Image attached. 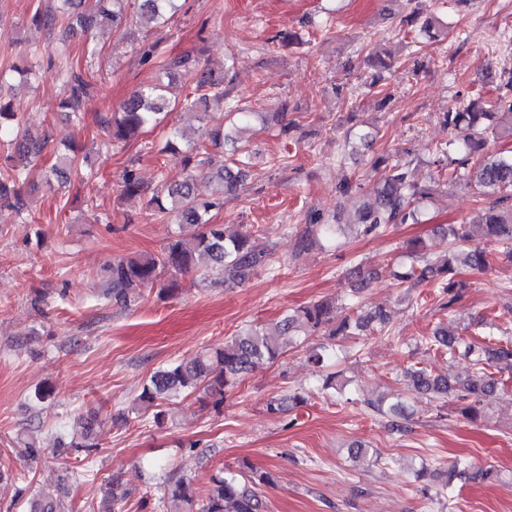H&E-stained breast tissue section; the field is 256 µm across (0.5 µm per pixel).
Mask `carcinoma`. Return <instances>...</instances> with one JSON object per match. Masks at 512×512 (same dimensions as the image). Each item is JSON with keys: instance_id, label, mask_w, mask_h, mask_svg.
Masks as SVG:
<instances>
[{"instance_id": "cac0c4a2", "label": "carcinoma", "mask_w": 512, "mask_h": 512, "mask_svg": "<svg viewBox=\"0 0 512 512\" xmlns=\"http://www.w3.org/2000/svg\"><path fill=\"white\" fill-rule=\"evenodd\" d=\"M95 8H85V0H60L58 13H35L34 21L51 26L58 19L67 21L70 30H88L104 21L116 27L125 18L127 0H94ZM179 0H141V14L156 28L168 26L178 11ZM389 64L377 59L374 73L364 83L366 93L383 94L381 104L390 102L384 92V72ZM183 78L188 83V93L183 99H170L173 81ZM66 97L62 107L79 120L84 105L91 96L93 83L87 75L74 69L63 73ZM185 110H209L216 106L225 110V123L211 127L207 138L187 136L181 130L172 132L163 152L184 154V167L196 157L206 155V142L221 144L227 138L225 126L235 124L243 113L230 102L224 89V78L200 65L197 58L184 54L160 65L155 81L136 90L122 104V111L102 113L98 124L114 142H128L148 126L159 125L171 106ZM512 112V102L478 96L443 113L444 125L453 131H462L460 139L440 142L432 154L444 161L438 177L451 185H464L475 189L484 199L477 220L465 224H450L440 228V235L448 240L438 264L427 258L425 245L415 240L409 245V262L395 273L398 285L414 288L426 282L435 288L439 309L448 312V321L440 322L433 336L420 339L422 344H433L448 351V359L459 356L468 358L473 372L461 380L449 373H435L426 367H409L401 374L399 382L409 391L435 398L452 397L453 412L474 422L485 418L490 399L503 385L491 367L503 365L512 370V337L495 336L482 330L475 338L467 333L455 317L456 303L461 298L466 283L456 279V267L465 265L472 270L489 267L492 254L488 245L501 247L499 254L512 258V154L484 155L487 135L512 139V124L500 126L496 119L502 110ZM44 143L23 133L15 155H6L0 164V208H11L22 214L27 202L21 195L23 180L21 164L41 156ZM251 156L245 147L234 150L224 162V167L214 173L224 192L234 193L245 185ZM417 160L412 153L404 157L379 156L370 162V169L378 175V187L373 201L363 205L357 213L355 227L363 235L384 232L392 224L424 223V206L436 192L439 183L421 182L416 178ZM194 175L186 173L183 180L170 185L166 192L156 191L145 196L146 187L133 171L123 176V195L144 199L145 209L157 220H174L189 224L194 233L189 238L172 236L156 255L140 258L119 257L106 266L107 295L116 305L127 306L144 288L161 283L164 273L189 272L199 267L218 271L226 283L242 284L252 278L258 268L272 264V250L258 249L252 236L229 232L226 225L215 224L210 212L224 206V196L205 199L193 190ZM343 225L329 224L321 217L308 221L307 233L300 236L296 254L313 246L320 237L336 238ZM389 315L383 309L365 310L350 307L349 313L336 319V307L328 301H314L290 310L275 323L254 324L239 330L224 341L221 347L205 350L193 359L172 362L158 368L143 385L133 401V410L147 412L172 397L188 395L198 390L224 401V394L236 388L253 368L265 361H275L287 350L298 348L308 337L324 331L329 342L306 350L307 362L322 371L336 356L341 343L356 336H366L383 331ZM301 401L294 394L272 399L266 404L270 414H282L291 405ZM365 406L387 422L392 431L403 429L402 421L408 418L403 394L393 399L368 401ZM87 444L61 443L59 452H77L88 459L96 451L91 443L90 430H85ZM492 470L456 462L448 470V479L441 487L449 488L455 481L476 483L488 479ZM417 491L430 497L435 474L422 467L416 471ZM274 483L269 471H261L248 464L239 471H220L211 476L205 496L197 495L192 479L173 475L164 485L162 496L166 512H267L262 489ZM23 512H62L61 504L47 489H38L23 501Z\"/></svg>"}]
</instances>
